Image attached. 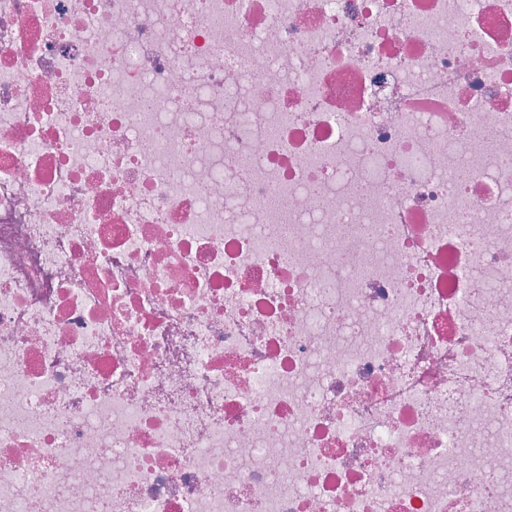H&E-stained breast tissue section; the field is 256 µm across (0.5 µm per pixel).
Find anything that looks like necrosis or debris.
Instances as JSON below:
<instances>
[{
  "label": "necrosis or debris",
  "mask_w": 512,
  "mask_h": 512,
  "mask_svg": "<svg viewBox=\"0 0 512 512\" xmlns=\"http://www.w3.org/2000/svg\"><path fill=\"white\" fill-rule=\"evenodd\" d=\"M0 512H512V0H0Z\"/></svg>",
  "instance_id": "1"
}]
</instances>
